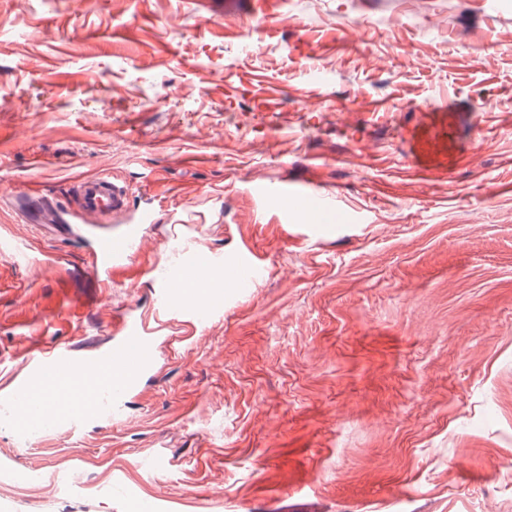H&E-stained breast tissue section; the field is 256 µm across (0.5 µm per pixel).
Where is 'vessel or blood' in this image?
I'll return each instance as SVG.
<instances>
[{"label": "vessel or blood", "mask_w": 512, "mask_h": 512, "mask_svg": "<svg viewBox=\"0 0 512 512\" xmlns=\"http://www.w3.org/2000/svg\"><path fill=\"white\" fill-rule=\"evenodd\" d=\"M461 117L444 105H430L401 114L398 128L411 175L427 182H444L462 165L466 149L459 136ZM78 216L100 218L102 224L85 263L111 273L132 255L152 221L150 212L132 216L119 229L105 219L128 212L127 189L105 174L77 177ZM28 223L50 224L58 207L50 193L27 187L11 196ZM259 273L256 255H241L233 274L249 287ZM156 303L161 315L197 312L207 323L224 311V258L214 253L187 252L159 281ZM153 342L143 323L126 316L112 342L95 354L80 356L63 346L35 345L25 362L26 372L0 383V408L8 411L19 436H31L46 424L64 423L82 430L85 422L101 418L107 409L132 391L152 363Z\"/></svg>", "instance_id": "1"}]
</instances>
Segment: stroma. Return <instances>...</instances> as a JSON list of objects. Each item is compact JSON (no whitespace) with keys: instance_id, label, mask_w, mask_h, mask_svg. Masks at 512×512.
I'll return each instance as SVG.
<instances>
[{"instance_id":"1","label":"stroma","mask_w":512,"mask_h":512,"mask_svg":"<svg viewBox=\"0 0 512 512\" xmlns=\"http://www.w3.org/2000/svg\"><path fill=\"white\" fill-rule=\"evenodd\" d=\"M443 100L492 119L426 183L386 120ZM99 172L153 213L106 280L75 225L0 202L31 255L0 258L24 290L0 295V373L35 337L103 348L123 314L154 366L117 419L38 449L0 416V512H512V0H0V191L65 212ZM311 179L340 216L302 209ZM189 249L265 275L225 272L207 324L151 323ZM16 209L27 216L28 224H53L59 211L50 193L40 187H26L10 195ZM258 257L250 253L249 255H241L236 261L233 274L235 281L243 288L249 287L259 273Z\"/></svg>"}]
</instances>
